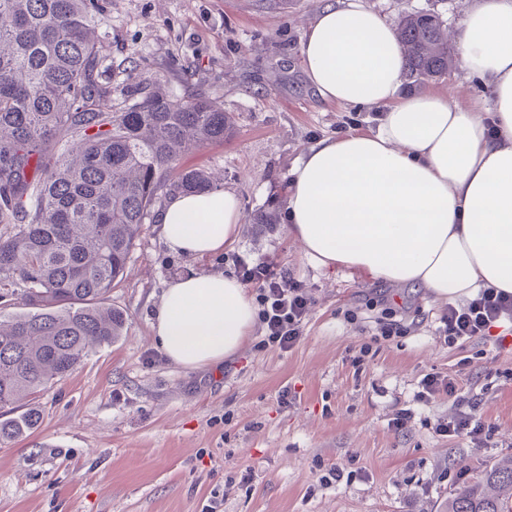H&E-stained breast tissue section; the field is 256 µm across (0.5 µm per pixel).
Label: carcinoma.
Segmentation results:
<instances>
[{
    "mask_svg": "<svg viewBox=\"0 0 512 512\" xmlns=\"http://www.w3.org/2000/svg\"><path fill=\"white\" fill-rule=\"evenodd\" d=\"M103 13L100 0H0V298L30 308L0 313V440L33 429V396L121 335L107 299L142 224L162 196L213 187L179 158L234 127L198 90L113 106L91 34ZM397 35L411 82L448 72L437 15L410 13ZM448 512H512V459L454 490Z\"/></svg>",
    "mask_w": 512,
    "mask_h": 512,
    "instance_id": "1",
    "label": "carcinoma"
}]
</instances>
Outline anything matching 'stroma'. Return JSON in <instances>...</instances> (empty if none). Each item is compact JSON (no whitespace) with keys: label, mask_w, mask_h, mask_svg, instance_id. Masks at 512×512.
<instances>
[{"label":"stroma","mask_w":512,"mask_h":512,"mask_svg":"<svg viewBox=\"0 0 512 512\" xmlns=\"http://www.w3.org/2000/svg\"><path fill=\"white\" fill-rule=\"evenodd\" d=\"M330 0H106L104 80L172 96L203 90L234 120L224 141L182 156L233 191L239 239L205 257L167 251L147 220L109 302L125 325L39 393L37 426L0 442V512H446L474 472L512 457V322L464 346L437 332L444 302L425 289L316 267L288 234L290 173L318 140L373 131L372 111L322 100L301 47ZM390 25L427 10L455 29L467 0H362ZM423 90L479 103L462 65ZM268 223H258V216ZM269 258L313 299L288 351L258 336L222 367L186 370L152 340L153 306L180 277L234 271L232 255ZM401 332L379 338L383 325ZM468 366H461V359ZM457 379L464 402L416 394L425 374ZM410 409L403 430L391 420ZM465 413L481 442L438 420ZM344 473L328 480L330 469Z\"/></svg>","instance_id":"35a3bbf8"}]
</instances>
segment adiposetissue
Instances as JSON below:
<instances>
[{"mask_svg":"<svg viewBox=\"0 0 512 512\" xmlns=\"http://www.w3.org/2000/svg\"><path fill=\"white\" fill-rule=\"evenodd\" d=\"M456 40L481 106L401 94L396 32L361 0H333L309 23L303 69L320 98L378 114L375 131L320 140L291 171L285 219L316 265L441 301L512 295V0H469ZM159 222L168 250L192 257L243 228L237 196L221 189L170 196ZM255 322L247 289L216 273L172 281L151 327L171 363L197 370L236 355Z\"/></svg>","mask_w":512,"mask_h":512,"instance_id":"1","label":"adipose tissue"}]
</instances>
